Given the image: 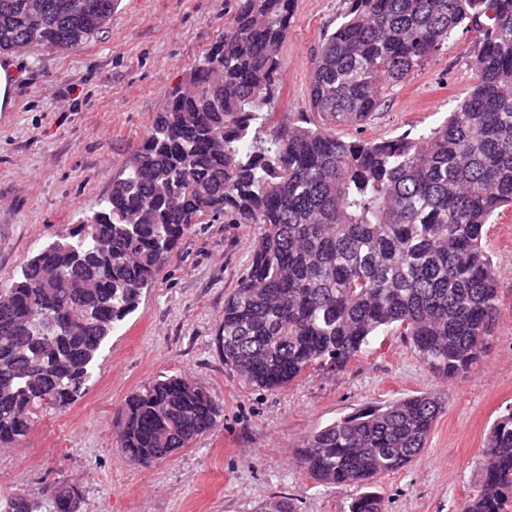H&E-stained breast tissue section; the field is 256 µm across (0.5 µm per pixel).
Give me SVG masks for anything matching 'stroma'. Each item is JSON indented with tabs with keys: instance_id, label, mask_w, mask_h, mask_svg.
<instances>
[{
	"instance_id": "35a3bbf8",
	"label": "stroma",
	"mask_w": 512,
	"mask_h": 512,
	"mask_svg": "<svg viewBox=\"0 0 512 512\" xmlns=\"http://www.w3.org/2000/svg\"><path fill=\"white\" fill-rule=\"evenodd\" d=\"M346 0H294L280 53L279 119L308 109L314 57ZM236 0H117L104 31L62 53L38 45L7 53L16 70L13 106L0 112V289L37 248L67 237L93 214L154 115L232 26ZM473 33L458 32L421 70L387 90L351 140L436 126L472 84ZM249 224L204 220L183 237L135 312L105 341L90 388L76 403L41 414L18 444L0 449V498L51 504L59 483L80 493V512H256L291 499L296 512H349L354 485L321 486L297 450L312 432L367 405L424 392L447 405L405 470L372 485L384 512H458L479 486L481 448L512 405V211L489 225L484 246L502 282L487 350L463 376L440 382L397 332L380 333L343 371L312 370L263 390L227 369L214 339L224 297L247 270ZM179 375L222 405L216 425L152 467L118 446L117 413L155 379Z\"/></svg>"
}]
</instances>
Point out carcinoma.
Listing matches in <instances>:
<instances>
[{"mask_svg":"<svg viewBox=\"0 0 512 512\" xmlns=\"http://www.w3.org/2000/svg\"><path fill=\"white\" fill-rule=\"evenodd\" d=\"M0 0V52L72 50L100 33L115 0ZM294 0H237L233 27L194 66L187 88L88 221L40 247L0 292V447L37 413L82 398L104 341L133 313L169 254L206 216L258 228L251 263L224 298L215 344L246 383L275 390L311 369L342 371L381 332L406 337L450 380L479 362L495 329L500 279L483 246L512 207V0H348L316 51L309 107L318 123L264 111ZM475 32L473 83L429 130L345 141L386 88L424 67L460 28ZM252 137L254 150L239 144ZM444 408L426 392L353 412L310 434V478L367 487L406 469ZM223 409L178 376L123 403L122 452L149 467L186 448ZM59 483L53 512H76ZM22 495L0 512H43ZM350 512H382L373 492ZM460 512H512V407L486 436L481 482Z\"/></svg>","mask_w":512,"mask_h":512,"instance_id":"obj_1","label":"carcinoma"}]
</instances>
